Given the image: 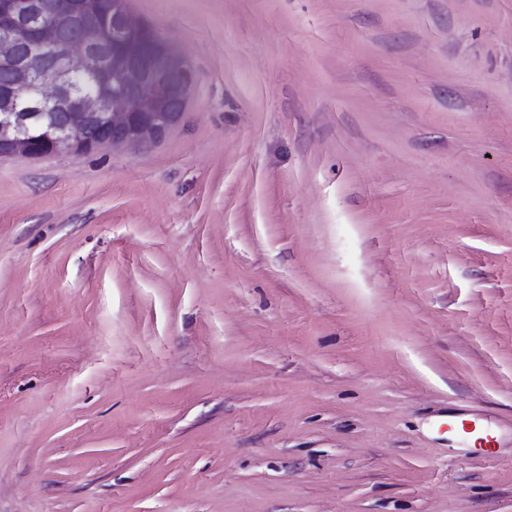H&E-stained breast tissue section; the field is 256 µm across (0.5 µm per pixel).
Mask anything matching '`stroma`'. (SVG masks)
<instances>
[{"mask_svg": "<svg viewBox=\"0 0 512 512\" xmlns=\"http://www.w3.org/2000/svg\"><path fill=\"white\" fill-rule=\"evenodd\" d=\"M127 6L180 123L0 156V512H512V0Z\"/></svg>", "mask_w": 512, "mask_h": 512, "instance_id": "obj_1", "label": "stroma"}]
</instances>
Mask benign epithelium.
<instances>
[{"label":"benign epithelium","mask_w":512,"mask_h":512,"mask_svg":"<svg viewBox=\"0 0 512 512\" xmlns=\"http://www.w3.org/2000/svg\"><path fill=\"white\" fill-rule=\"evenodd\" d=\"M195 79L125 0H0V156L148 147L181 121Z\"/></svg>","instance_id":"benign-epithelium-1"}]
</instances>
